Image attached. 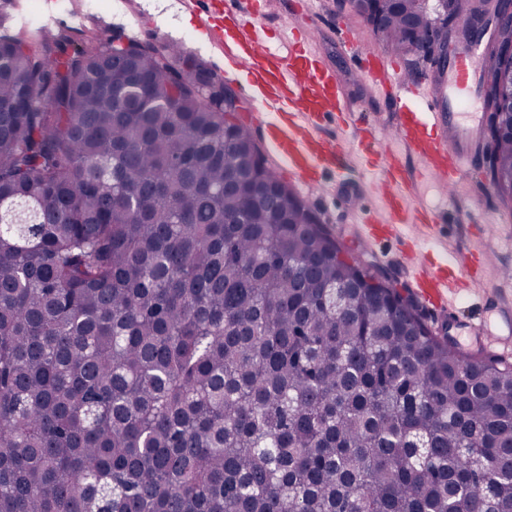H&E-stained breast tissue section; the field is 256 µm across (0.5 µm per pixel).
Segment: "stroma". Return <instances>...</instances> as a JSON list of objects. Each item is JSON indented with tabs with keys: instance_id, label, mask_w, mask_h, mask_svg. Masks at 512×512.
Listing matches in <instances>:
<instances>
[{
	"instance_id": "1",
	"label": "stroma",
	"mask_w": 512,
	"mask_h": 512,
	"mask_svg": "<svg viewBox=\"0 0 512 512\" xmlns=\"http://www.w3.org/2000/svg\"><path fill=\"white\" fill-rule=\"evenodd\" d=\"M24 15L40 18L53 15L56 28L69 36L72 45H80L86 30L102 38L114 34L160 45L176 43L224 76L226 85L239 96L240 114L254 142L261 147L268 165L284 182H291L287 162L268 146L262 122L251 119V89L244 73L225 72L224 56L202 32L184 0H108L100 11L90 12L85 0H19ZM267 27L288 31L290 27L314 25L322 28L316 46L323 60L338 76L349 106L367 114L382 128H389L394 114L380 90L356 73L348 56L340 48L341 33L350 30L359 38L362 48L373 51L382 60L391 53L373 36L364 19L357 15L348 0H277ZM325 136L337 140L347 162L355 169L352 181L357 194L348 200L340 193L332 171L322 175L323 185L317 191H304L303 196L320 217L327 231L343 250L356 255L365 265L380 272L407 298H415V279L419 269L409 267L399 250L398 240L411 237L429 259L443 266H454L466 251L479 257L485 286L454 297L458 310L457 324L449 328L450 336H467L466 323L474 303L483 301L496 307L500 301L496 282L505 267H512V205L504 204L482 171L483 157L475 155L472 177L452 187L447 198H440L429 181H421L414 191L410 222L397 227L396 235L386 240L365 238L362 232L364 213H371L378 223L386 224L390 215L380 198L370 194L368 171L363 164V151L357 139L327 123Z\"/></svg>"
}]
</instances>
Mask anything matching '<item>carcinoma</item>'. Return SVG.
Masks as SVG:
<instances>
[{
  "label": "carcinoma",
  "instance_id": "cac0c4a2",
  "mask_svg": "<svg viewBox=\"0 0 512 512\" xmlns=\"http://www.w3.org/2000/svg\"><path fill=\"white\" fill-rule=\"evenodd\" d=\"M0 5V512H512V363L342 248L177 45ZM406 57L500 0H352ZM34 42L41 52L30 55ZM500 59L479 89L512 202ZM40 105H31L33 98ZM240 186L224 192V182Z\"/></svg>",
  "mask_w": 512,
  "mask_h": 512
}]
</instances>
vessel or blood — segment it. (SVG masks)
Masks as SVG:
<instances>
[{
    "mask_svg": "<svg viewBox=\"0 0 512 512\" xmlns=\"http://www.w3.org/2000/svg\"><path fill=\"white\" fill-rule=\"evenodd\" d=\"M194 12L224 54L229 67L248 65L255 78L268 87L261 106L275 113L269 125L270 138L280 156L301 185L317 183L325 166H333L339 177L352 171L342 160L332 140L311 137L310 128L332 117L340 130L366 132L368 122L354 117L335 72L324 66L315 50V37L298 29L281 38L278 49H270L261 35L260 23L269 10L267 0H194ZM470 50H459L448 75L447 97L428 98L417 83L406 80L395 67L385 65L376 55L354 53L353 66L363 77L390 96L395 115L393 142L419 158L431 175L436 189H444L467 178L474 153L471 142L478 121L468 120L469 110L481 98L468 78ZM483 273L465 262L450 276L426 271L423 293L429 302H439L444 291L461 292L481 286ZM505 330H497L487 309L474 315L471 343L503 358L512 357V310L502 309Z\"/></svg>",
    "mask_w": 512,
    "mask_h": 512,
    "instance_id": "obj_1",
    "label": "vessel or blood"
}]
</instances>
